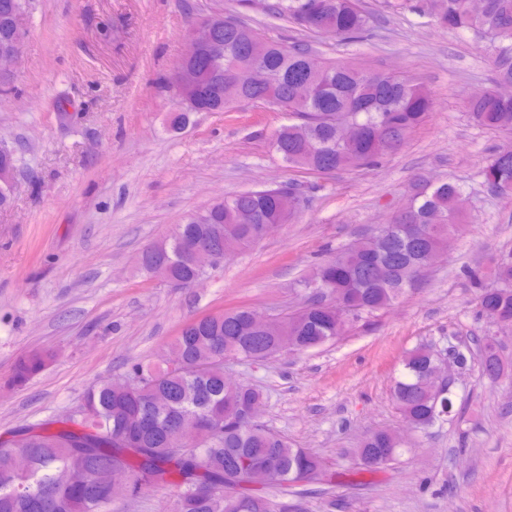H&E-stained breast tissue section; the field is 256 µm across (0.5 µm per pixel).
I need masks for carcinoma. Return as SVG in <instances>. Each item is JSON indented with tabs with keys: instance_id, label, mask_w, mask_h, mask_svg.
Wrapping results in <instances>:
<instances>
[{
	"instance_id": "1",
	"label": "carcinoma",
	"mask_w": 512,
	"mask_h": 512,
	"mask_svg": "<svg viewBox=\"0 0 512 512\" xmlns=\"http://www.w3.org/2000/svg\"><path fill=\"white\" fill-rule=\"evenodd\" d=\"M27 0H0V43L11 14ZM444 30H463L490 52L494 86L467 100L470 119L487 129L512 133V97L499 94L512 85V0H418L413 5ZM273 13L302 29L338 41L360 40L370 17L359 0H276ZM218 51L196 87L209 112H224L244 101H261L288 113L289 123L275 134L273 147L290 167L319 173L376 166L400 148L433 107L430 95L404 76L371 72L361 66L322 60L318 72L307 68V44L269 41L258 29L226 15L214 31ZM487 185L512 197V150L495 155L485 170ZM276 186L240 191L208 206V222L191 215L173 233L146 246L139 264L154 272V257L167 276L187 287L196 274L188 247L220 240L245 246L262 240L261 229L279 216ZM461 188L452 181H415L405 206L392 216L391 231L359 239L356 247L330 252L316 269L336 284L344 309L356 319L392 305L418 284L427 255L448 246V230L461 216ZM494 285L475 272L471 278L479 311L491 322L512 324V254L493 262ZM338 316L324 310L322 297L281 316L280 323L253 321L250 308L222 312L207 321L183 326L165 350L166 360L135 363L127 376L132 388L104 382L82 399L84 415L51 419L24 429L21 442H0V512H112L108 476L115 464L133 477L131 494L145 486L176 489L173 512H287L268 492L245 488L257 464L269 472L268 487L283 489L328 475L321 459L261 422L239 424L229 415L263 396L250 385L224 381V358L261 361L281 343L303 353L337 336ZM483 374L500 378L504 361L490 337L480 340ZM52 358L35 352L17 363L13 380L24 384ZM182 362L177 369L168 362ZM436 355L419 347L403 360L393 399L412 426L427 429L443 420V398L431 386ZM204 422L213 437L193 457L169 450L173 427ZM403 441L391 430L367 434L356 449L370 471L388 466Z\"/></svg>"
}]
</instances>
